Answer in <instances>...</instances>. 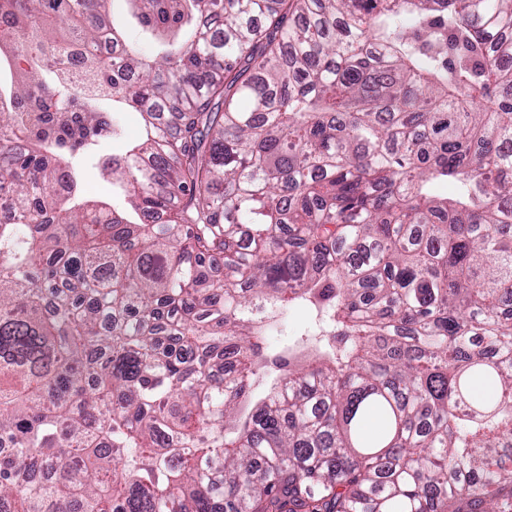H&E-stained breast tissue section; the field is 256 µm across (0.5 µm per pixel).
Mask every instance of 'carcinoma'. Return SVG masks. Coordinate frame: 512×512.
<instances>
[{"instance_id": "1", "label": "carcinoma", "mask_w": 512, "mask_h": 512, "mask_svg": "<svg viewBox=\"0 0 512 512\" xmlns=\"http://www.w3.org/2000/svg\"><path fill=\"white\" fill-rule=\"evenodd\" d=\"M124 2L0 0V512H512V0ZM113 2V16L116 23L122 25L129 36L130 42H133L134 46L139 49L143 54L145 55H151V52H153V48L147 44L145 41H143L138 32L137 29L130 25L127 19L123 18L122 14V8L121 4L122 1L120 0H111V3ZM136 44V45H135ZM113 129V131H112ZM141 129V118L135 112H116L111 131L98 138L89 148L74 153L73 166L78 179V192L90 200H104L111 207L126 208L124 197L112 187V177L102 175L101 165L112 156L125 152Z\"/></svg>"}]
</instances>
